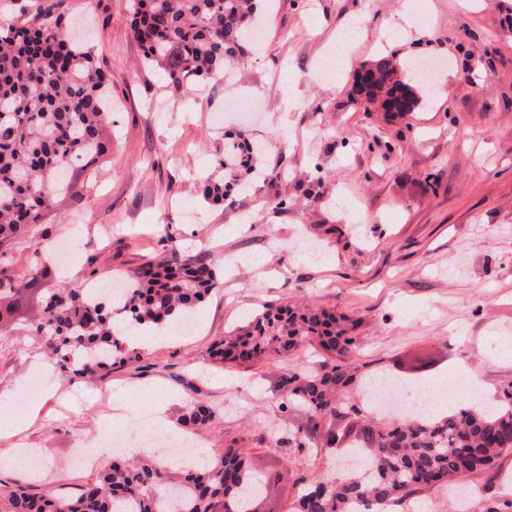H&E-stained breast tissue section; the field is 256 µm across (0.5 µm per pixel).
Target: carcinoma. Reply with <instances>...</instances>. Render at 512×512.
Segmentation results:
<instances>
[{
  "instance_id": "carcinoma-1",
  "label": "carcinoma",
  "mask_w": 512,
  "mask_h": 512,
  "mask_svg": "<svg viewBox=\"0 0 512 512\" xmlns=\"http://www.w3.org/2000/svg\"><path fill=\"white\" fill-rule=\"evenodd\" d=\"M257 0H130L133 38L145 64L177 87H199L234 64L258 25ZM402 63L381 56L368 65L371 83L358 86L369 100L392 91L399 112L418 105L414 90L400 78ZM108 83L92 49L72 41L60 15L47 14L33 28L0 20V324L13 321L1 302L21 293L44 273L35 262L25 277L12 271L11 251L26 242L34 254L42 241L35 226L73 192L69 173L89 170L105 153ZM258 149L240 140L224 144V179L210 180L203 196L224 201L243 180L259 175ZM112 294H87L70 282L45 299L33 335L52 348L69 378L105 379L115 366L140 358V350L118 333L113 317L132 325H171L194 314L217 283L201 259L148 257L122 277ZM353 326L325 309L284 305L268 308L215 343L212 358L224 365H249L264 357L293 356L310 348L319 368H298L282 381L281 408L300 405L305 426L285 431L268 427L274 450L302 454L322 438H343L365 458L360 473L343 480L304 476L289 512H387L432 489H448L475 472L498 473L512 453V384L498 391L493 407L464 403L445 414L418 419L405 414L385 421L345 397L355 383ZM215 412L201 404L185 408L180 422L203 429ZM271 478L257 475L245 448H222L209 460L175 474L154 456L114 461L79 492L58 498L22 486H0V512H258Z\"/></svg>"
}]
</instances>
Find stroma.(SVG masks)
Listing matches in <instances>:
<instances>
[{
  "instance_id": "35a3bbf8",
  "label": "stroma",
  "mask_w": 512,
  "mask_h": 512,
  "mask_svg": "<svg viewBox=\"0 0 512 512\" xmlns=\"http://www.w3.org/2000/svg\"><path fill=\"white\" fill-rule=\"evenodd\" d=\"M263 0V47L246 46L234 73L177 88L144 66L125 0H12L9 17H93L94 52L114 107L112 151L96 179L76 171L81 200H65L35 228L52 242L48 274L19 300L32 321L44 296L80 278L132 272L168 243L217 272L192 335L156 345L103 381H68L23 330L0 333V451L35 450L38 470H0V484L67 492L94 478L114 432L139 454L181 458L153 444L164 409L213 408L214 429L188 435L195 456L247 449L280 475L266 512H281L297 475L337 473L336 448L290 464L274 454L269 423L304 425L281 408L280 383L317 358L275 357L217 367L215 341L267 306L306 303L355 325L358 379L405 378L417 364L432 383L472 376L478 395L512 383V0ZM442 61L443 97L418 88L414 112L384 111L354 93L378 55ZM262 144L265 172L250 192L205 201L226 141ZM466 507L442 491L418 512H482L499 494L488 475L464 479Z\"/></svg>"
}]
</instances>
